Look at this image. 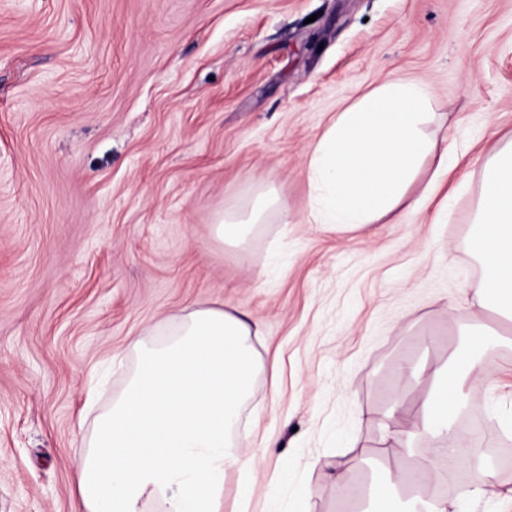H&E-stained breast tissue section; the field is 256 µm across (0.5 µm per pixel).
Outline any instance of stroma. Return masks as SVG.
Segmentation results:
<instances>
[{"instance_id": "1", "label": "stroma", "mask_w": 512, "mask_h": 512, "mask_svg": "<svg viewBox=\"0 0 512 512\" xmlns=\"http://www.w3.org/2000/svg\"><path fill=\"white\" fill-rule=\"evenodd\" d=\"M425 84L447 140V210L426 162L398 224L308 221L305 152L392 77ZM512 136V0H0V512H71L75 461L134 368L132 338L220 301L262 328L224 508L352 512L322 466L368 485L403 460L377 425L405 359L497 328L472 306L469 229L488 155ZM262 185L287 204L242 249L210 233ZM472 386L490 456L512 449V347ZM288 471L277 487L272 477ZM346 462L342 459L326 463L323 468L325 485L335 488L339 493H347L348 487L344 481Z\"/></svg>"}]
</instances>
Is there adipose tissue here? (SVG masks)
Segmentation results:
<instances>
[{"label":"adipose tissue","instance_id":"adipose-tissue-1","mask_svg":"<svg viewBox=\"0 0 512 512\" xmlns=\"http://www.w3.org/2000/svg\"><path fill=\"white\" fill-rule=\"evenodd\" d=\"M425 99L421 85L396 77L337 115L306 152L309 223L356 228L384 217L400 223L398 207L419 165L433 156L438 169L448 166L447 152L421 132ZM274 211L289 216L275 189L260 190L221 214L212 235L243 246ZM469 244L483 269L478 309L512 322V139L484 166ZM259 333L248 316L215 302L183 309L165 341L134 339L136 367L77 459L72 512H145L152 499L162 502V512H222L226 469L237 467L246 477L255 467L240 450L237 429L263 367L252 344ZM420 374L426 385L414 414L400 428L384 429V437L405 446L433 439L442 460L455 462L466 453L456 427L464 386L485 381L490 371L465 347L450 364ZM438 463L421 449L406 475L427 486L428 495L401 500L397 478L386 474L370 485L361 512H456L437 490Z\"/></svg>","mask_w":512,"mask_h":512}]
</instances>
